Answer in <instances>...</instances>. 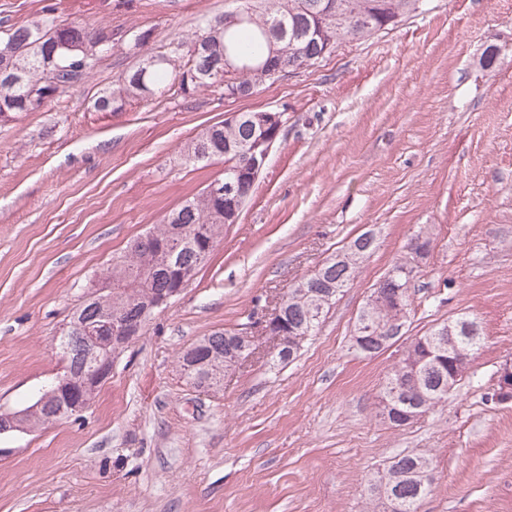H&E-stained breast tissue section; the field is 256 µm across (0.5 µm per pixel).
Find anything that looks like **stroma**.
I'll list each match as a JSON object with an SVG mask.
<instances>
[{
	"instance_id": "stroma-1",
	"label": "stroma",
	"mask_w": 512,
	"mask_h": 512,
	"mask_svg": "<svg viewBox=\"0 0 512 512\" xmlns=\"http://www.w3.org/2000/svg\"><path fill=\"white\" fill-rule=\"evenodd\" d=\"M234 0H0V26L49 15L153 32L154 50ZM497 49L491 68L480 59ZM142 54L115 49L66 94L0 123V412L60 372L63 327L128 243L222 173L185 146L232 113L284 127L238 223L190 285L117 356L81 414L0 435V512H382L367 484L400 453L433 460L420 512H512V0H423L245 98L209 88L121 112L95 100ZM376 248L296 358L256 354L216 391L178 355L273 312L295 281L366 231ZM425 234L431 248L411 259ZM411 261L400 340L369 358L355 324L392 264ZM468 317L482 343L447 400L394 428L386 376L414 337Z\"/></svg>"
}]
</instances>
